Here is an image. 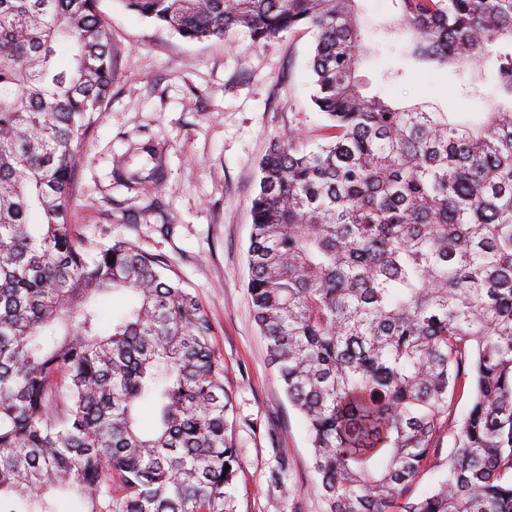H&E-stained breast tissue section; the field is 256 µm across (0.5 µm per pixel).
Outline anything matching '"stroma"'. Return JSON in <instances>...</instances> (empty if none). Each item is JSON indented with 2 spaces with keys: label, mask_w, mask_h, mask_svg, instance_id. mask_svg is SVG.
Instances as JSON below:
<instances>
[{
  "label": "stroma",
  "mask_w": 512,
  "mask_h": 512,
  "mask_svg": "<svg viewBox=\"0 0 512 512\" xmlns=\"http://www.w3.org/2000/svg\"><path fill=\"white\" fill-rule=\"evenodd\" d=\"M111 32L115 79L93 136L81 150L71 218L84 240L112 234L169 257L185 288L214 327L233 398L241 468L236 512H322L305 422L270 366L247 291L250 199L258 162L272 138L298 130L315 138L323 121L310 101L312 32L271 46L211 39L198 42L100 0ZM371 52L358 76L367 92L409 103L432 102L452 112H483L481 94L464 95L445 69L385 81L405 66L402 46L379 26L392 0H362ZM162 155L153 191L127 188L131 171L148 172L150 151ZM170 225L160 233V225ZM284 479L274 482L272 471Z\"/></svg>",
  "instance_id": "35a3bbf8"
}]
</instances>
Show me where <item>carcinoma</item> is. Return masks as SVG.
<instances>
[{
    "label": "carcinoma",
    "mask_w": 512,
    "mask_h": 512,
    "mask_svg": "<svg viewBox=\"0 0 512 512\" xmlns=\"http://www.w3.org/2000/svg\"><path fill=\"white\" fill-rule=\"evenodd\" d=\"M99 2L0 0V500L235 512L233 401L197 297L166 255L69 222L114 82ZM123 2L188 40L313 31L326 134L261 158L247 288L322 512H512V0H393L381 27L467 94L491 70L479 113L365 92L360 0ZM110 293L129 303L105 321ZM446 432L445 475L402 499Z\"/></svg>",
    "instance_id": "1"
}]
</instances>
